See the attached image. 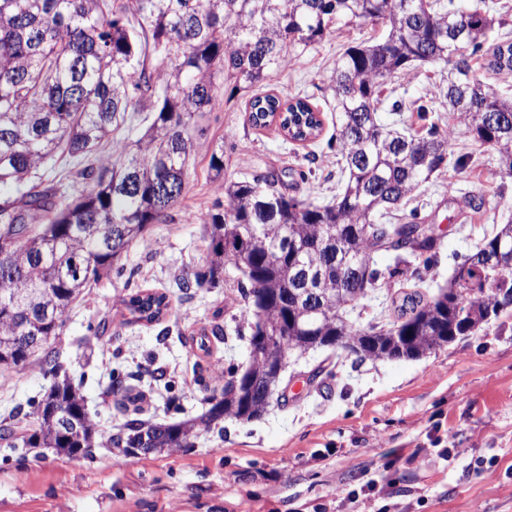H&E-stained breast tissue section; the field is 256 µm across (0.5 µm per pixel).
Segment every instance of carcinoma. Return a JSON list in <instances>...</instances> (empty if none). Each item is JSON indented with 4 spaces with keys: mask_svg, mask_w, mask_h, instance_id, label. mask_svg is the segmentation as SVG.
Masks as SVG:
<instances>
[{
    "mask_svg": "<svg viewBox=\"0 0 512 512\" xmlns=\"http://www.w3.org/2000/svg\"><path fill=\"white\" fill-rule=\"evenodd\" d=\"M381 24L374 42L347 47L326 80L343 181L336 196L316 204L279 188L274 171L224 177V143L210 149L209 170L224 199L201 217L208 234L204 270L183 287L215 288L224 269L241 272V298L263 303L261 360L249 363L250 387L227 385L205 398L200 416L174 423L131 419L102 438L81 386L62 370L50 341L59 335L76 296L109 273L150 224L166 222L183 196L185 176L211 111L218 79L239 88L264 85L292 62V49L323 40L338 23ZM486 0H0V376L37 365L51 384L25 414L0 425V440L58 455L92 456L94 448L127 454L173 452L224 419L250 422L270 403L267 368L317 338L341 339L360 361L418 359L456 336L486 329L512 307V270L494 280L500 247L512 243V218L466 257L467 278L452 276L430 296L404 293L396 320L365 325L348 310L377 289L373 268L394 255L390 276H403L418 251L429 265L439 242L423 224H388L434 174L448 166L451 132L424 135L384 125L377 109L385 83L419 64L448 66L439 99L485 145L497 150L500 172L512 177V96L474 74L472 61L512 71V42L495 35ZM129 112L150 120L141 137L101 158ZM256 128L273 121L293 141L322 129L308 98L275 94L250 100ZM62 158L86 188L71 197L36 181L48 161ZM126 324L161 320L162 293L138 291L122 301Z\"/></svg>",
    "mask_w": 512,
    "mask_h": 512,
    "instance_id": "carcinoma-1",
    "label": "carcinoma"
}]
</instances>
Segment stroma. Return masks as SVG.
<instances>
[{"mask_svg":"<svg viewBox=\"0 0 512 512\" xmlns=\"http://www.w3.org/2000/svg\"><path fill=\"white\" fill-rule=\"evenodd\" d=\"M381 30L337 25L274 72L266 91L322 102L323 80L340 54ZM446 77L441 64L410 69L387 85L380 106L383 122L398 130H453L451 156L468 160L466 169L432 176L400 213L402 221L436 225L442 238L433 265L421 272L420 288L430 294L512 215V178L500 174L498 152L454 125L440 104L422 118L415 112L416 99ZM251 96L221 87L202 121L182 200L166 222L149 225L118 270L72 303L54 342L103 436L135 415L166 423L200 415L204 397L224 385L225 369L248 362V341L237 334L250 318L238 272L227 268L216 288L182 286L207 261L199 218L223 196L208 170L207 145L224 142L229 178L276 170L316 203L341 186L331 113H324L316 139L289 141L278 125L251 126ZM470 197L482 208L460 211ZM390 265L388 256H376L379 290L350 311L352 321L396 315L403 293L388 275ZM140 290L166 294L170 311L149 326L123 324L121 301ZM216 324L224 339L200 350L201 336ZM328 364L337 365L335 378L305 384L304 374ZM116 379L139 394L138 404L108 394ZM287 380V396L259 419L224 420L222 429L200 433L193 447L173 453L126 455L116 448L105 465L42 448L20 454L0 441V512H512L511 309L485 330L414 360L358 364L330 350L294 353ZM49 384L36 368L0 377V420L30 411Z\"/></svg>","mask_w":512,"mask_h":512,"instance_id":"obj_1","label":"stroma"}]
</instances>
